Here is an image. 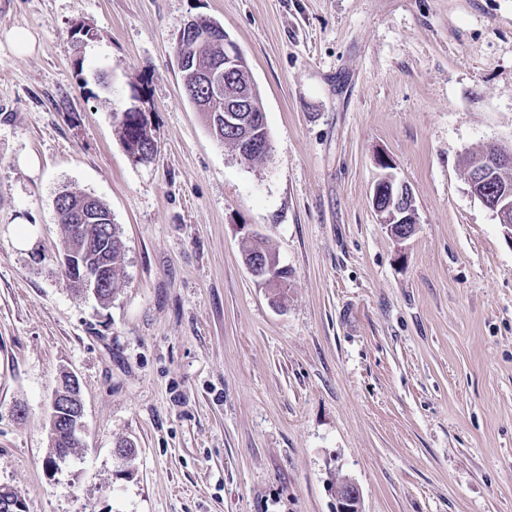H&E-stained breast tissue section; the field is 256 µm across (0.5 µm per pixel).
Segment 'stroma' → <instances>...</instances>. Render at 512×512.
Returning <instances> with one entry per match:
<instances>
[{
	"label": "stroma",
	"instance_id": "stroma-1",
	"mask_svg": "<svg viewBox=\"0 0 512 512\" xmlns=\"http://www.w3.org/2000/svg\"><path fill=\"white\" fill-rule=\"evenodd\" d=\"M194 17L251 67L262 162L183 92ZM136 94L139 164L113 120ZM490 142L512 147V0H0V486L27 512H336L346 476L363 512H512V244L461 165ZM380 155L415 198L404 240L372 208ZM63 190L120 230L109 304L56 264ZM64 372L86 445L51 473ZM124 110L116 112V119L118 121V128L123 146L127 152L136 148L139 149H136L129 155L133 162H149L158 152V142H155L156 138L154 137L151 123L148 120H138L136 115V112L143 111V113L146 114V111L140 105L132 104L126 109V111H131L132 113L125 121H121L119 119V114ZM150 143L153 144L148 145ZM248 268L252 275L256 277L262 285L270 290L271 298V292L277 291V289L273 288L286 286V282L278 276V274H280L282 271V268L279 267L278 258L273 259L268 257L262 261L257 260L255 263L248 266Z\"/></svg>",
	"mask_w": 512,
	"mask_h": 512
}]
</instances>
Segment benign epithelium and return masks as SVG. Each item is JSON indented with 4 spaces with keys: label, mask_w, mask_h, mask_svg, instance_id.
Segmentation results:
<instances>
[{
    "label": "benign epithelium",
    "mask_w": 512,
    "mask_h": 512,
    "mask_svg": "<svg viewBox=\"0 0 512 512\" xmlns=\"http://www.w3.org/2000/svg\"><path fill=\"white\" fill-rule=\"evenodd\" d=\"M191 32L200 41L221 42L224 45V69L211 68L205 74V82L210 86L209 97L196 101V109L207 110L214 100L224 102V124L232 130H243L240 140V157L246 158L254 153H263L269 149L266 140L258 138L253 129L255 117L252 116V101L257 97V84L248 62L229 38L213 28H191ZM382 173L372 187L371 203L380 218L390 216L393 224L390 232L400 240L409 238L416 223L409 220L414 215V197L410 186L397 178L392 172V162L382 157L378 160ZM502 171L512 169V152L497 144L488 145L484 156L474 164L476 180L468 183L469 191H474L478 180L485 175L487 168ZM483 204L498 219L505 239L512 243V188L504 184L498 188L484 191L480 196ZM84 212H79V223L74 225L76 243L72 250L60 257V264L68 274L70 288L84 294H91L97 300H104L108 278V265L103 264L90 254L94 241H104L112 234L110 224H88ZM249 270L262 285L268 289L286 286L279 277L282 268L279 260L265 258L249 266ZM50 440L57 441L65 437L70 444L83 445L84 404L80 396L79 382L69 372L63 373L50 401ZM336 512H362V495L359 486L351 479L343 477L336 481Z\"/></svg>",
    "instance_id": "1"
}]
</instances>
